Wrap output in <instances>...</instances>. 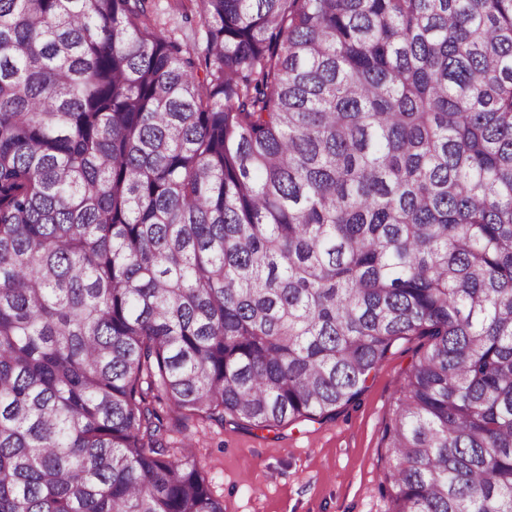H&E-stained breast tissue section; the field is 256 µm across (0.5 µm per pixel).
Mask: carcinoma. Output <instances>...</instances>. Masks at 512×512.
Wrapping results in <instances>:
<instances>
[{"label": "carcinoma", "mask_w": 512, "mask_h": 512, "mask_svg": "<svg viewBox=\"0 0 512 512\" xmlns=\"http://www.w3.org/2000/svg\"><path fill=\"white\" fill-rule=\"evenodd\" d=\"M0 0V512H224L192 421L353 402L393 512H512V0ZM181 0H155L156 12L162 26L176 38L202 49L205 42V28L195 8L188 10V18L179 6Z\"/></svg>", "instance_id": "1"}]
</instances>
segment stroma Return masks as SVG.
<instances>
[{
  "label": "stroma",
  "mask_w": 512,
  "mask_h": 512,
  "mask_svg": "<svg viewBox=\"0 0 512 512\" xmlns=\"http://www.w3.org/2000/svg\"><path fill=\"white\" fill-rule=\"evenodd\" d=\"M165 28L203 46L205 28L180 0H154ZM422 342L400 341L373 371L360 397L332 416L272 429L239 423L191 424L198 460L224 512H391L389 458L382 430Z\"/></svg>",
  "instance_id": "stroma-1"
}]
</instances>
